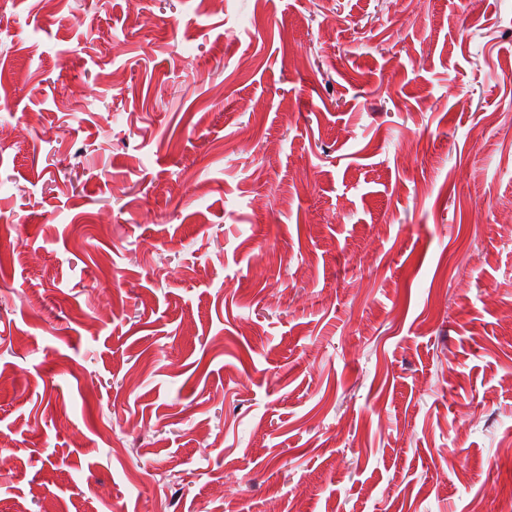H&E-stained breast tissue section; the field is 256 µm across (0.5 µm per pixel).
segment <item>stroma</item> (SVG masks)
Wrapping results in <instances>:
<instances>
[{
	"instance_id": "stroma-1",
	"label": "stroma",
	"mask_w": 512,
	"mask_h": 512,
	"mask_svg": "<svg viewBox=\"0 0 512 512\" xmlns=\"http://www.w3.org/2000/svg\"><path fill=\"white\" fill-rule=\"evenodd\" d=\"M512 0H0V512H512Z\"/></svg>"
}]
</instances>
